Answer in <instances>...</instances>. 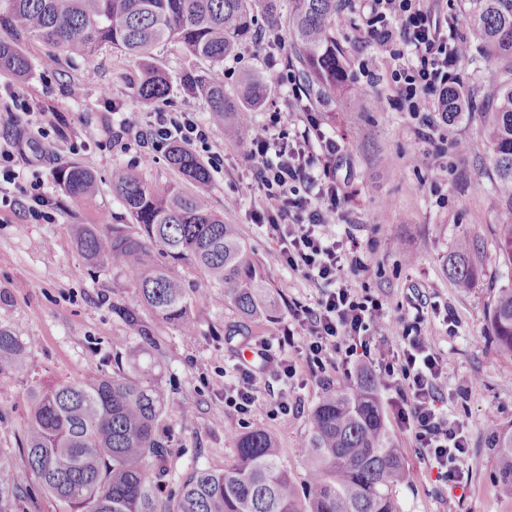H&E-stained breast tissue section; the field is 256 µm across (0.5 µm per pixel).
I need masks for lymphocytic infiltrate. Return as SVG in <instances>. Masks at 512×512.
I'll list each match as a JSON object with an SVG mask.
<instances>
[{
    "label": "lymphocytic infiltrate",
    "mask_w": 512,
    "mask_h": 512,
    "mask_svg": "<svg viewBox=\"0 0 512 512\" xmlns=\"http://www.w3.org/2000/svg\"><path fill=\"white\" fill-rule=\"evenodd\" d=\"M367 47L379 52L386 66L387 102L409 113L415 138L444 152L446 138L434 113L446 90L458 84L457 67L467 54L456 35L460 18H441L431 0H346ZM300 96L286 109L269 112L265 122L250 123L243 161L254 181L259 202L252 212L281 241L280 259L289 268L320 280L325 290L315 306H294L292 315L304 336L308 361L325 369L334 361L349 364L367 359L384 391L398 427L408 433L422 458L448 486L465 479L468 437L462 422L449 419L439 404L444 364L422 334L427 316L416 306L410 317L391 324L381 318L382 304L344 282L345 269L369 274L371 266L356 244L329 236L345 201L333 174L338 145L326 136L315 117L304 131L291 133L289 113L306 111ZM121 129L149 164L171 145L194 146L210 154L219 167L221 154L211 150V128L187 113L163 108L146 123L121 122ZM394 346L382 347L387 335ZM295 366L280 354H265L261 375L242 370L235 387L225 389L224 408L247 415L257 399L258 377L285 381Z\"/></svg>",
    "instance_id": "1"
}]
</instances>
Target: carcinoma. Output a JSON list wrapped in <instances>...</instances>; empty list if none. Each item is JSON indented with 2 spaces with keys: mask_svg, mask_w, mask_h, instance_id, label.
<instances>
[{
  "mask_svg": "<svg viewBox=\"0 0 512 512\" xmlns=\"http://www.w3.org/2000/svg\"><path fill=\"white\" fill-rule=\"evenodd\" d=\"M470 21L479 40L468 59L485 56L507 69L492 78L483 97L461 103L448 93L443 108L448 123L470 111L485 114L487 162L497 186L499 215L512 214V0H470ZM306 91L334 97L348 82V61L336 48L338 0H0V70L19 77L28 63L17 44L36 40L69 56L91 58L109 45L136 60L142 76L131 83L136 99L151 103L170 90L168 75L152 62L163 42L181 44L208 63L183 75V83L203 98L212 124L230 122L235 131L267 98L257 73L242 79L236 96L224 93V58L257 39L255 17L276 28L282 8ZM168 160L181 181L161 188L137 173L112 171V193L133 222L101 232L78 224L76 248L91 267L110 266L136 288L138 307L112 305L137 342L130 370L87 376L30 390L24 422L27 468L46 492L74 512H400L395 495L407 482L396 439L385 426L381 386L369 370L356 381L326 392L311 411L310 433L302 456L307 483L298 491L283 465L281 450L264 428L235 439V459L220 472L194 470L170 506L156 493L164 472L152 465L167 455L156 435L166 396L159 376L140 368L142 355L163 349L156 324L190 331L193 308L222 302L241 316L230 336H248L251 327L273 318L276 301L252 249L235 224H227L210 204L209 171L189 149L172 147ZM55 178L75 200L91 196L96 177L76 163L58 168ZM499 250L512 263V223L497 224ZM198 267L214 287L189 288L173 265ZM447 274L457 287H474L477 271L466 246L449 254ZM152 321L144 320L139 309ZM498 352L512 357V286L498 289L488 313ZM26 340L0 324V377L22 368ZM499 456L498 488L512 498V431L495 433ZM18 474L0 460V512H14Z\"/></svg>",
  "mask_w": 512,
  "mask_h": 512,
  "instance_id": "obj_1",
  "label": "carcinoma"
}]
</instances>
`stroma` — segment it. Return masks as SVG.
Returning <instances> with one entry per match:
<instances>
[{
	"mask_svg": "<svg viewBox=\"0 0 512 512\" xmlns=\"http://www.w3.org/2000/svg\"><path fill=\"white\" fill-rule=\"evenodd\" d=\"M336 43L349 60L353 98L325 101L314 96L308 103L322 131L341 146L336 181L347 200L343 217L331 232L340 240L354 238L373 268L370 276L349 271L345 278L353 288L378 296L387 320H396L409 312L410 302L421 300L451 309L456 318L451 327L442 319L429 318L424 334L445 365L443 407L450 417L463 420L470 432L468 479L453 490L440 485L409 435L399 430L392 412H385L386 425L410 473L409 481L396 489L401 512H444L451 495L459 501L458 512H512V500L498 494L492 440L494 431L512 428V358L497 353L488 321L498 288L512 284V264L498 249L500 201L485 162L483 123L472 115L443 125L449 142L466 139L472 149L464 156L453 148L445 156L436 155L415 139L413 121L406 113L384 105L383 61L360 43L343 9L336 15ZM20 48L29 62L26 76L19 80L0 71V87H19L37 127L15 152L14 165L23 181H40L45 216L37 221L26 218L24 198L14 209L0 211V323L13 327L29 343L23 369L0 377V459L11 463L20 477L16 512H72L68 504L44 491L25 467L22 431L29 390L38 383L111 374L114 356H128L133 345L129 329L113 315L112 304H135L136 294L123 287L121 274L112 269L85 266L71 227L128 223L126 210L112 194L114 167L137 170L157 186L178 179L166 154L148 165L138 162L136 146L120 131L122 119L143 123L162 106L192 113L203 122L207 106L191 97L179 80L181 73L198 67V60L173 42L154 51L156 65L173 78L168 96L158 105L132 99L129 78L138 64L112 47H102L89 59L51 54L29 40L22 41ZM290 64L286 53L271 60L254 44H244L236 56L224 61V90L237 94L244 73H262L271 91L264 108L254 111L253 117L265 120L267 110L288 102V89L275 83L274 74ZM90 126L98 128L99 137L86 147L82 141ZM212 144L223 154L224 165L210 172L211 206L226 222L239 226L264 267L280 316L252 335L232 336L228 330L239 319L233 307L198 306L193 310L192 331L161 328L163 353L142 358V365L156 363L168 397L156 433L168 450L163 462L166 475L157 494L169 502L176 501L180 483L191 471H220L230 464L235 438L255 426L275 438L293 482L304 488L307 467L301 450L311 411L326 391L356 379L355 365L316 372L307 365L300 346L284 344L291 305H314L323 285L281 265L275 233L268 225L251 223L256 199L234 129H213ZM69 163L95 174L94 196L77 201L58 184L56 170ZM463 240L470 245L469 259L478 272L467 292L459 291L445 272L447 256ZM43 241L53 242V249H40ZM266 344L296 362V375L285 385L260 386L250 415L225 413L224 389L237 382L244 366L242 351ZM279 392L286 394L292 409L273 419L268 415L269 402Z\"/></svg>",
	"mask_w": 512,
	"mask_h": 512,
	"instance_id": "obj_1",
	"label": "stroma"
}]
</instances>
